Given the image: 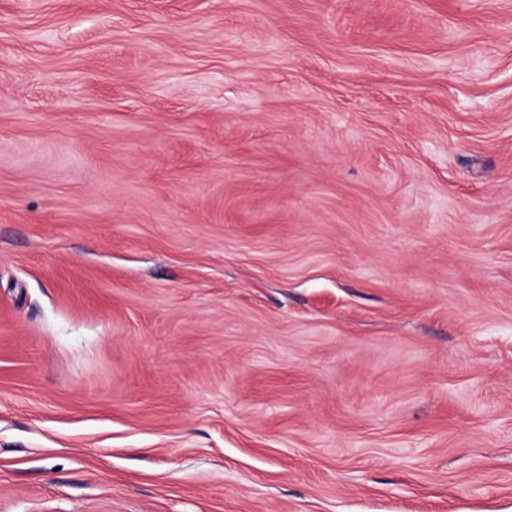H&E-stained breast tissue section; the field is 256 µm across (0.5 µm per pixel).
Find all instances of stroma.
<instances>
[{
  "label": "stroma",
  "mask_w": 512,
  "mask_h": 512,
  "mask_svg": "<svg viewBox=\"0 0 512 512\" xmlns=\"http://www.w3.org/2000/svg\"><path fill=\"white\" fill-rule=\"evenodd\" d=\"M0 512H512V0H0Z\"/></svg>",
  "instance_id": "stroma-1"
}]
</instances>
